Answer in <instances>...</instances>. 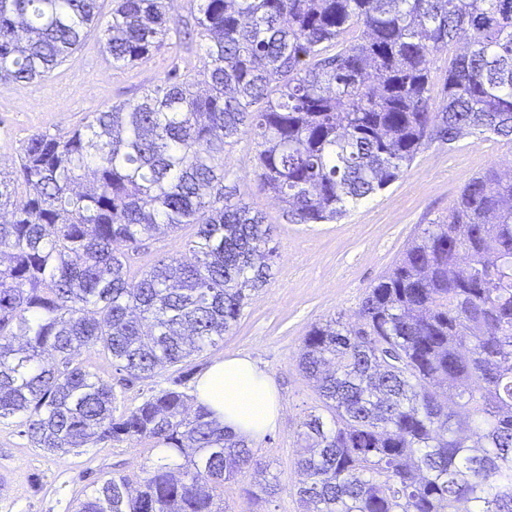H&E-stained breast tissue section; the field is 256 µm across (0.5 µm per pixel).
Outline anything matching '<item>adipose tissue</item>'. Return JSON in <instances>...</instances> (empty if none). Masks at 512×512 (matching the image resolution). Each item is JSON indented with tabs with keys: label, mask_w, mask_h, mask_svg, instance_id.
Masks as SVG:
<instances>
[{
	"label": "adipose tissue",
	"mask_w": 512,
	"mask_h": 512,
	"mask_svg": "<svg viewBox=\"0 0 512 512\" xmlns=\"http://www.w3.org/2000/svg\"><path fill=\"white\" fill-rule=\"evenodd\" d=\"M195 396L227 429L249 442L274 431L282 410L272 379L246 356L212 364L197 379Z\"/></svg>",
	"instance_id": "1"
}]
</instances>
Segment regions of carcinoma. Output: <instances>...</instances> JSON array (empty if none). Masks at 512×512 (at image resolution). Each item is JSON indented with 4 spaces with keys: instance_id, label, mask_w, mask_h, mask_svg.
<instances>
[{
    "instance_id": "obj_1",
    "label": "carcinoma",
    "mask_w": 512,
    "mask_h": 512,
    "mask_svg": "<svg viewBox=\"0 0 512 512\" xmlns=\"http://www.w3.org/2000/svg\"><path fill=\"white\" fill-rule=\"evenodd\" d=\"M192 2L180 29L170 0H112L107 14L100 0H0V78L16 83L92 30L114 68L204 40L195 74L64 135L34 132L0 171V421L50 452L106 438L165 449L139 488L113 476L76 512H224V482L253 463L176 389L114 418L112 386L73 362L98 348L151 378L215 345L270 277L272 227L225 184L235 138L255 141L259 185L290 224L342 218L435 142H512V0ZM453 43L435 109L432 65ZM186 225L188 253L129 278L143 241ZM298 367L329 413L298 434L302 512H512V162L464 184L356 321L313 326ZM281 490L274 475L246 493L266 504Z\"/></svg>"
}]
</instances>
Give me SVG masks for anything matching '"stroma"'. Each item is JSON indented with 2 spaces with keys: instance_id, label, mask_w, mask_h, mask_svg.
Instances as JSON below:
<instances>
[{
  "instance_id": "obj_1",
  "label": "stroma",
  "mask_w": 512,
  "mask_h": 512,
  "mask_svg": "<svg viewBox=\"0 0 512 512\" xmlns=\"http://www.w3.org/2000/svg\"><path fill=\"white\" fill-rule=\"evenodd\" d=\"M197 43L161 48L148 59L113 69L100 35L90 32L80 49L45 80L26 84L0 80V168L11 169L23 142L37 130L66 133L84 116L135 98L173 71L193 72ZM256 145L241 137L224 152V169L252 211L273 228L277 248L273 275L244 306L223 340L146 380L126 379L110 356L81 351L78 360L111 383L112 413L121 416L159 391L179 387L192 394L197 378L215 361L250 356L277 386L283 409L279 427L252 443L253 465L224 484L227 512H256L245 493L269 474L283 489L271 512H300L293 486L297 434L322 400L297 366L309 329L337 316L351 321L370 286L401 258L427 224L447 215L463 185L490 166L512 160V143L492 134L435 143L385 191L349 208L326 224H291L280 204L261 189ZM153 441H107L58 456L34 447L13 422L0 423V512H75L94 483L123 475L137 482L141 468L157 458Z\"/></svg>"
}]
</instances>
